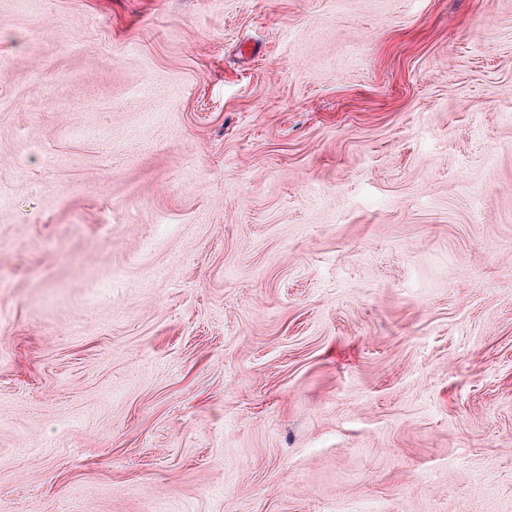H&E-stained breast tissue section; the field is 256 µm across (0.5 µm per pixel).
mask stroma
Instances as JSON below:
<instances>
[{"mask_svg":"<svg viewBox=\"0 0 512 512\" xmlns=\"http://www.w3.org/2000/svg\"><path fill=\"white\" fill-rule=\"evenodd\" d=\"M0 512H512V0H0Z\"/></svg>","mask_w":512,"mask_h":512,"instance_id":"1","label":"stroma"}]
</instances>
